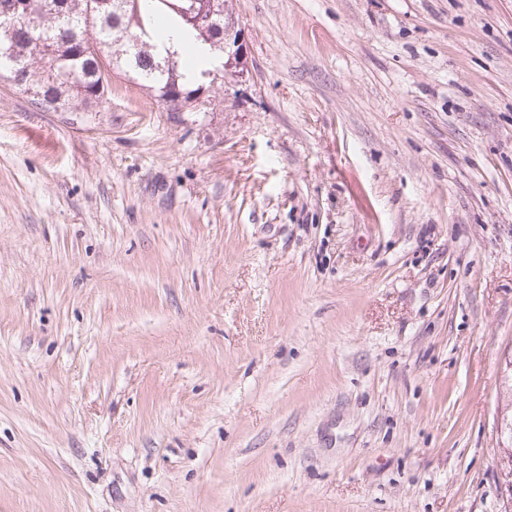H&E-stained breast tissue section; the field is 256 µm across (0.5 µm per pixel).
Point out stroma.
I'll list each match as a JSON object with an SVG mask.
<instances>
[{"instance_id":"1","label":"stroma","mask_w":512,"mask_h":512,"mask_svg":"<svg viewBox=\"0 0 512 512\" xmlns=\"http://www.w3.org/2000/svg\"><path fill=\"white\" fill-rule=\"evenodd\" d=\"M171 112L0 77V512H512V0H230Z\"/></svg>"}]
</instances>
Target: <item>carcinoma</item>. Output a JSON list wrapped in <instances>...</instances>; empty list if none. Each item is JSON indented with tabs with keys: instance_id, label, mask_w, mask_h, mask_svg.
Listing matches in <instances>:
<instances>
[{
	"instance_id": "1",
	"label": "carcinoma",
	"mask_w": 512,
	"mask_h": 512,
	"mask_svg": "<svg viewBox=\"0 0 512 512\" xmlns=\"http://www.w3.org/2000/svg\"><path fill=\"white\" fill-rule=\"evenodd\" d=\"M28 12L21 16L27 37L13 44L12 53L21 64L6 70L13 84L39 91L35 104L44 112L56 102L69 103L72 111L100 101L111 90L108 78L112 66L126 76L144 83L159 101L178 95L186 103L203 99L200 111H207L208 97L201 84L188 87L177 61L157 52L158 35L154 14H165L178 26L192 32L209 46L215 59L224 56V27L236 21L233 12L216 18L204 31L185 20L192 0H139L138 9L120 6L115 0H98L88 11V0H28ZM96 29L88 45V27Z\"/></svg>"
}]
</instances>
